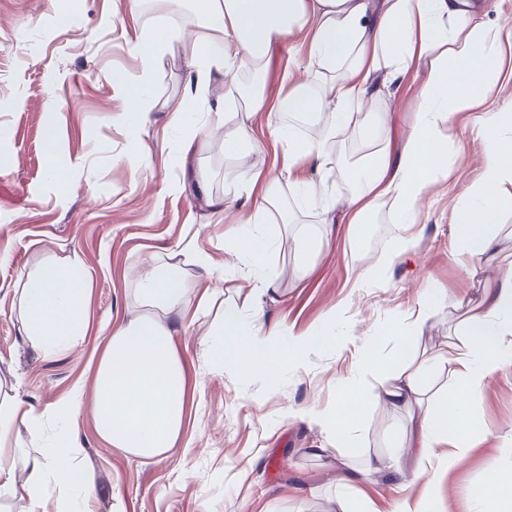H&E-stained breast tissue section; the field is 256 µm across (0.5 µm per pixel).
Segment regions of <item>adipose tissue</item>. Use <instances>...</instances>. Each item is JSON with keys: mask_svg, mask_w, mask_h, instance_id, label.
<instances>
[{"mask_svg": "<svg viewBox=\"0 0 512 512\" xmlns=\"http://www.w3.org/2000/svg\"><path fill=\"white\" fill-rule=\"evenodd\" d=\"M199 6L203 27L218 38L221 62L195 60L197 96L243 71L267 77L285 39L306 40L307 54L284 73L286 90L274 104H267L264 92L243 85L234 110L245 122L288 110L322 125L320 140L289 138L288 165L300 156L324 165L334 132L352 118L350 105L391 97L408 72L429 60L412 129L400 152L391 150L390 114L375 113L369 131L373 149L344 177L352 187L343 207L347 224L365 223L376 207L391 204L406 221L385 263L418 261L417 236L408 217L451 173L447 146L456 113L472 108V89L487 87L501 69L499 35L485 21L480 0H200ZM500 118L497 112L479 118L484 162L475 194L481 203L464 215L468 229L454 253L462 266L492 246L497 210L512 202V137L497 133ZM259 239L258 232L236 224L224 240L230 256L254 262L242 287L255 301L257 318L263 314L259 297L277 279L274 270L256 264L262 255ZM136 279L143 311L113 323L96 365L95 427L112 448L159 462L176 448L185 427L191 379L173 338L185 327L183 300L191 285L174 263H147ZM88 303L74 269L30 278L20 304L27 340L47 355L80 348L89 326ZM222 327L227 363L273 373L299 366L303 349L324 340L320 334L290 336L279 325L246 334L237 312L229 310L222 315ZM392 357L396 369L389 373L376 354L362 352L359 376L346 383L335 410L307 406L296 414L348 439L371 404L406 411L411 429L404 449L416 458L417 470L405 473L400 459L380 455L367 457L359 468L362 477L403 484L427 471L457 466L473 446L476 429L468 410L487 376L512 365V262L495 277L484 299L469 308L458 339L433 354L431 360L448 367L450 384L443 399L426 397L422 374L428 362L418 360L407 337H395ZM441 446L447 454H438ZM80 453L74 441L50 455L16 452L9 467H0V495L28 499L37 510L47 480L64 493L88 488L85 471L74 464Z\"/></svg>", "mask_w": 512, "mask_h": 512, "instance_id": "adipose-tissue-1", "label": "adipose tissue"}]
</instances>
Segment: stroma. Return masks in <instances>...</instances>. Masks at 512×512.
I'll return each instance as SVG.
<instances>
[{
  "label": "stroma",
  "mask_w": 512,
  "mask_h": 512,
  "mask_svg": "<svg viewBox=\"0 0 512 512\" xmlns=\"http://www.w3.org/2000/svg\"><path fill=\"white\" fill-rule=\"evenodd\" d=\"M144 31L167 41V51L152 54L150 44L139 41ZM216 48L203 32L186 31L164 14L132 10L130 0H0V129L6 131L0 136V404L23 401L41 419L36 431L14 423L0 462L9 463L18 449L45 453L77 438L80 464L92 479L93 512H340L343 462L398 453L408 424L375 405L357 436L338 442L324 426L289 416V409L335 404L361 350L391 360L385 337L392 321L417 303H426L431 317L413 344L432 353L443 347L467 306L483 297L490 275L512 259V204L497 213L495 248L460 269L451 258L461 229L457 211L481 179L483 149L476 114L461 112L448 142L455 172L417 216L422 265L381 268L400 234L386 204L375 214V223L389 227L381 246L368 245L374 223H367L351 232L339 227L319 253L300 252L297 240L317 236L324 224L320 208L306 205L297 185L321 179L326 193L338 198L349 188L340 176H319L308 159L287 173L280 163L285 142L265 136L258 125L232 116L213 132L217 116L210 102L194 97L189 86L191 60ZM427 73L424 65L410 71L394 98L353 106L355 118L394 113V139L403 141ZM141 90L152 111L139 126L122 114ZM176 107L186 113L187 127L169 126ZM257 138L265 144L259 154L248 150ZM186 149L204 185L182 177ZM256 168L278 180L291 220L263 227L266 260L279 278L264 298L262 323L330 339L327 347L309 348L298 371L227 367L219 351L201 343L224 308L251 321V301L240 288L250 265L225 266L228 225L203 198L233 194L239 217L247 218L249 190L239 173ZM177 244L186 248L177 262L189 279L212 276L220 293L211 313L176 338L189 371L203 376L182 441L167 459L144 463L97 435L90 398L65 422L54 407L74 386H90L88 364L108 340L107 324L139 313L135 268L166 260ZM199 254L209 257V270L196 265ZM69 262L77 263L91 289V327L81 348L47 357L26 339L21 291L37 269ZM363 263L379 266L378 278L361 289L360 302L328 319L327 310L348 296L347 281ZM472 411L483 434L458 466L405 492L383 478L364 479L355 486L357 496L371 512H399L428 489L436 512H475L471 494L483 485L488 464L512 475V366L488 378ZM320 446L325 454L314 455Z\"/></svg>",
  "instance_id": "35a3bbf8"
}]
</instances>
